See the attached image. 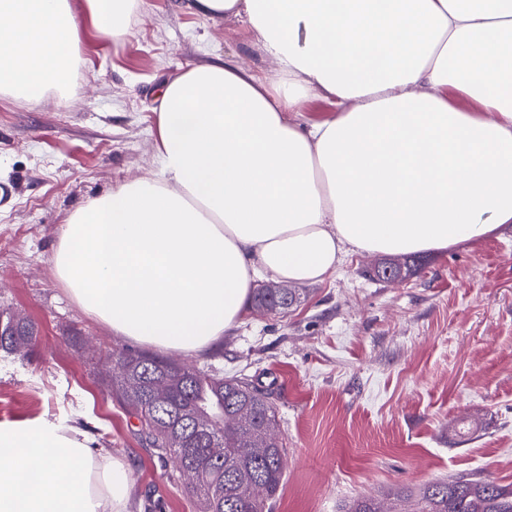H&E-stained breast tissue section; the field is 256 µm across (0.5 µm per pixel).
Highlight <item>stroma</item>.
Segmentation results:
<instances>
[{
  "label": "stroma",
  "mask_w": 512,
  "mask_h": 512,
  "mask_svg": "<svg viewBox=\"0 0 512 512\" xmlns=\"http://www.w3.org/2000/svg\"><path fill=\"white\" fill-rule=\"evenodd\" d=\"M66 100L0 96V310L33 321L34 353L0 354V424L76 425L132 468L133 512H198L170 456L110 394L113 349L140 353L66 295L53 268L62 224L88 200L152 175L154 108L169 76L229 61L277 65L234 19L138 0L115 38L84 27ZM347 254L282 313L245 305L208 355L184 364L269 394L288 465L273 512H337L395 485L479 474L512 485V225L429 254L419 273L369 277Z\"/></svg>",
  "instance_id": "obj_1"
}]
</instances>
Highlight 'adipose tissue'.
Here are the masks:
<instances>
[{"mask_svg":"<svg viewBox=\"0 0 512 512\" xmlns=\"http://www.w3.org/2000/svg\"><path fill=\"white\" fill-rule=\"evenodd\" d=\"M186 0L247 25L269 84L226 62L168 78L159 175L60 228L68 296L124 339L187 357L240 320L260 273L322 282L349 252L415 254L512 224V0ZM136 0H0V95L64 92L84 25ZM335 117L288 121L311 96ZM131 467L78 427L0 426V512H130Z\"/></svg>","mask_w":512,"mask_h":512,"instance_id":"obj_1","label":"adipose tissue"}]
</instances>
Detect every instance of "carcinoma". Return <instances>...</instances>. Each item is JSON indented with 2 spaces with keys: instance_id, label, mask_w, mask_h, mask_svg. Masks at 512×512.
Masks as SVG:
<instances>
[{
  "instance_id": "1",
  "label": "carcinoma",
  "mask_w": 512,
  "mask_h": 512,
  "mask_svg": "<svg viewBox=\"0 0 512 512\" xmlns=\"http://www.w3.org/2000/svg\"><path fill=\"white\" fill-rule=\"evenodd\" d=\"M401 277L416 275V256L381 259ZM293 288H257L252 303L267 312ZM36 340L34 326L0 311V350L22 353ZM115 393L144 422L151 445L192 471L204 512H272L284 477L287 448L276 432V412L264 392L245 378L216 377L200 370L173 371L168 361L123 349L111 353ZM177 379L168 404L156 403L154 383ZM341 512H512V489L477 475L450 476L414 490L397 488L382 497H358Z\"/></svg>"
}]
</instances>
